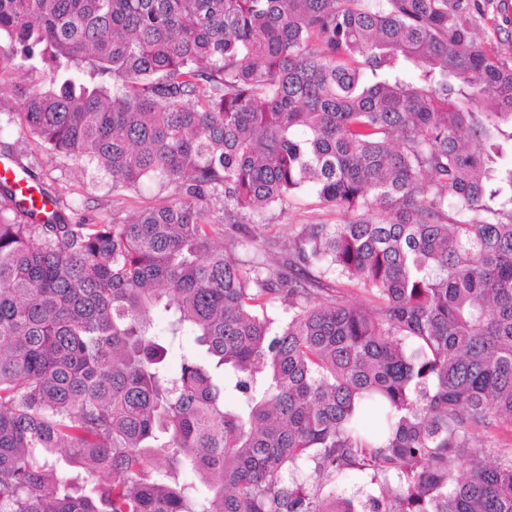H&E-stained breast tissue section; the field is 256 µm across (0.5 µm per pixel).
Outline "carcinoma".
<instances>
[{"instance_id":"cac0c4a2","label":"carcinoma","mask_w":512,"mask_h":512,"mask_svg":"<svg viewBox=\"0 0 512 512\" xmlns=\"http://www.w3.org/2000/svg\"><path fill=\"white\" fill-rule=\"evenodd\" d=\"M490 2L0 0V90L43 77L19 132L163 194L73 222L0 154L53 205L0 180V512H512V455L474 444L512 428ZM305 193L344 219L288 228L280 263L246 226ZM347 470L400 484L356 507Z\"/></svg>"}]
</instances>
